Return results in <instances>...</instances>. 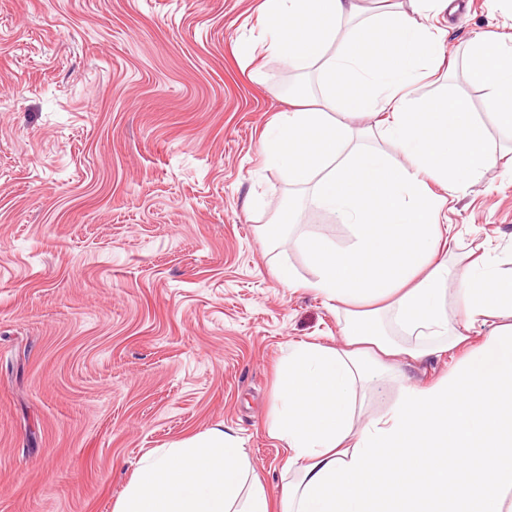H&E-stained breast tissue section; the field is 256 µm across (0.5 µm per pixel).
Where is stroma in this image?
Masks as SVG:
<instances>
[{"mask_svg": "<svg viewBox=\"0 0 512 512\" xmlns=\"http://www.w3.org/2000/svg\"><path fill=\"white\" fill-rule=\"evenodd\" d=\"M262 0H0V512H113L143 457L214 427L240 438L270 498L268 433L291 340L332 344L344 314L296 240L350 231L266 165L262 132L318 67L260 44ZM442 87L484 143L512 148L466 68L512 0H465ZM255 44L253 58L240 56ZM449 264L512 253V171L444 192Z\"/></svg>", "mask_w": 512, "mask_h": 512, "instance_id": "stroma-1", "label": "stroma"}]
</instances>
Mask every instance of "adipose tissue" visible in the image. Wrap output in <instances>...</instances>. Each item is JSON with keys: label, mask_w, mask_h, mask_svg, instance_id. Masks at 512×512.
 <instances>
[{"label": "adipose tissue", "mask_w": 512, "mask_h": 512, "mask_svg": "<svg viewBox=\"0 0 512 512\" xmlns=\"http://www.w3.org/2000/svg\"><path fill=\"white\" fill-rule=\"evenodd\" d=\"M263 11L277 20L267 51L320 62L323 96L296 97L266 127L265 161L290 183L312 184L314 204L352 226L341 249L299 241L315 280L287 264L276 276L345 307L344 344L287 346L269 434L297 477L277 501L239 437L212 428L145 457L114 512H512V270L481 254L452 273L441 257L445 201L428 187L467 190L499 158L466 97L432 105L414 96L438 72L446 32L419 6L364 22L357 0H264ZM336 40L340 49L326 55ZM468 65L488 112L512 128V46L483 33ZM336 111L370 113L375 126L352 129ZM373 135L382 147H363ZM451 292L458 321L448 315ZM475 332L485 335L477 345ZM457 349L458 363L429 386L400 366ZM385 381L398 383L396 398L363 417L358 387Z\"/></svg>", "instance_id": "ef3b65f1"}]
</instances>
